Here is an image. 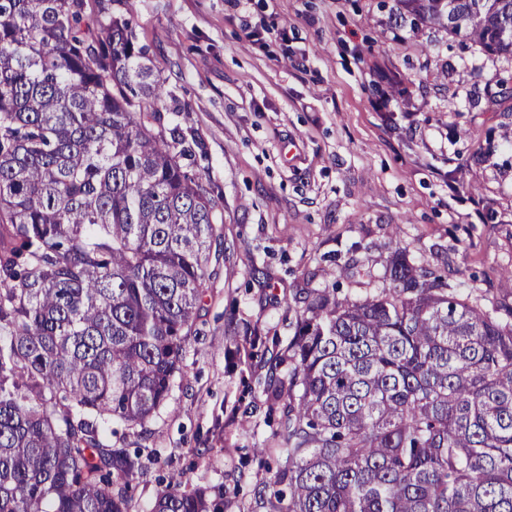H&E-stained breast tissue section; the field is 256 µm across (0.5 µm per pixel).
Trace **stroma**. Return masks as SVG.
I'll use <instances>...</instances> for the list:
<instances>
[{"instance_id": "stroma-1", "label": "stroma", "mask_w": 512, "mask_h": 512, "mask_svg": "<svg viewBox=\"0 0 512 512\" xmlns=\"http://www.w3.org/2000/svg\"><path fill=\"white\" fill-rule=\"evenodd\" d=\"M128 0L167 92L161 114L203 151L223 203L212 266L169 398L147 433L118 427L157 462L132 512L183 481L223 486L247 512L267 480L252 448L269 427L224 354L228 320L286 340V299L395 250L439 270L483 307H512V100L485 86L512 61L441 29L398 28L396 0Z\"/></svg>"}]
</instances>
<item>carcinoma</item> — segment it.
Wrapping results in <instances>:
<instances>
[{"label":"carcinoma","mask_w":512,"mask_h":512,"mask_svg":"<svg viewBox=\"0 0 512 512\" xmlns=\"http://www.w3.org/2000/svg\"><path fill=\"white\" fill-rule=\"evenodd\" d=\"M114 0H0V512H130L151 456L112 444L181 371L217 247V202L161 122L163 81ZM512 56V0H397ZM355 255L288 303L287 342L230 324L225 353L272 345L241 377L277 460L251 512H512V311L448 291L397 253ZM224 487H165L150 512H224Z\"/></svg>","instance_id":"obj_1"}]
</instances>
